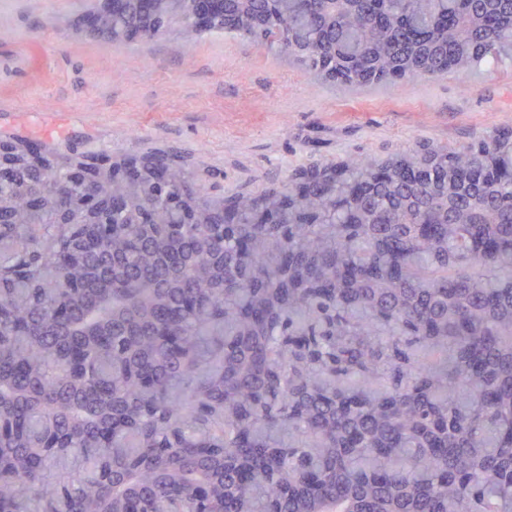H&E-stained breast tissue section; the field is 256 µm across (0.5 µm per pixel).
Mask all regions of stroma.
Segmentation results:
<instances>
[{
	"label": "stroma",
	"mask_w": 512,
	"mask_h": 512,
	"mask_svg": "<svg viewBox=\"0 0 512 512\" xmlns=\"http://www.w3.org/2000/svg\"><path fill=\"white\" fill-rule=\"evenodd\" d=\"M89 0H0V138L60 154L161 151L214 195L294 169L420 143L461 147L512 125V62L394 86L311 82L286 56L207 35L115 46L77 37Z\"/></svg>",
	"instance_id": "1"
}]
</instances>
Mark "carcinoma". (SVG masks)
<instances>
[{"label":"carcinoma","mask_w":512,"mask_h":512,"mask_svg":"<svg viewBox=\"0 0 512 512\" xmlns=\"http://www.w3.org/2000/svg\"><path fill=\"white\" fill-rule=\"evenodd\" d=\"M196 14L97 0L81 30L243 38L339 89L512 60V0ZM146 158L161 175L113 182L109 211L60 206L83 195L61 163L4 195L0 262H28L0 290V512H512V127L222 197Z\"/></svg>","instance_id":"carcinoma-1"}]
</instances>
